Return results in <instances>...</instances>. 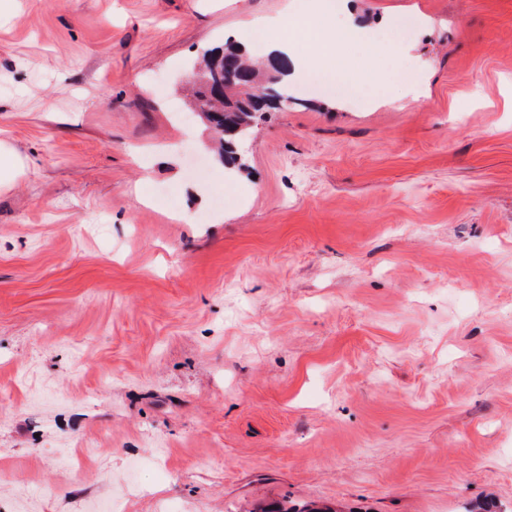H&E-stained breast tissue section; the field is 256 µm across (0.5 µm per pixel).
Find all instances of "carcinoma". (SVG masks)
<instances>
[{"mask_svg": "<svg viewBox=\"0 0 512 512\" xmlns=\"http://www.w3.org/2000/svg\"><path fill=\"white\" fill-rule=\"evenodd\" d=\"M226 68L235 72L234 81L225 85L224 95L206 102L208 110L200 113V117L209 123L216 122L214 130L223 163L242 170L246 162L240 146L253 125L266 113L288 106V86L283 83L288 61L273 60V73L263 76L244 52L230 42L202 52L200 71L216 80L223 77Z\"/></svg>", "mask_w": 512, "mask_h": 512, "instance_id": "carcinoma-1", "label": "carcinoma"}]
</instances>
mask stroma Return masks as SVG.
<instances>
[{"instance_id":"obj_1","label":"stroma","mask_w":512,"mask_h":512,"mask_svg":"<svg viewBox=\"0 0 512 512\" xmlns=\"http://www.w3.org/2000/svg\"><path fill=\"white\" fill-rule=\"evenodd\" d=\"M286 3L0 18V512H512V0H349L415 63L230 178L190 62ZM22 171L23 166L12 147L0 142V188L9 185Z\"/></svg>"}]
</instances>
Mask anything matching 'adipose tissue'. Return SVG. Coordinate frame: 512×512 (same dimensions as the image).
<instances>
[{
  "label": "adipose tissue",
  "instance_id": "ef3b65f1",
  "mask_svg": "<svg viewBox=\"0 0 512 512\" xmlns=\"http://www.w3.org/2000/svg\"><path fill=\"white\" fill-rule=\"evenodd\" d=\"M241 39L246 45L261 44L266 52L288 54L303 49L312 62H326L345 71L356 70L354 60L339 56L341 42L364 40L368 51L381 52L380 36L364 38L344 12L342 0H322L311 6L300 0L292 10L247 27Z\"/></svg>",
  "mask_w": 512,
  "mask_h": 512
}]
</instances>
